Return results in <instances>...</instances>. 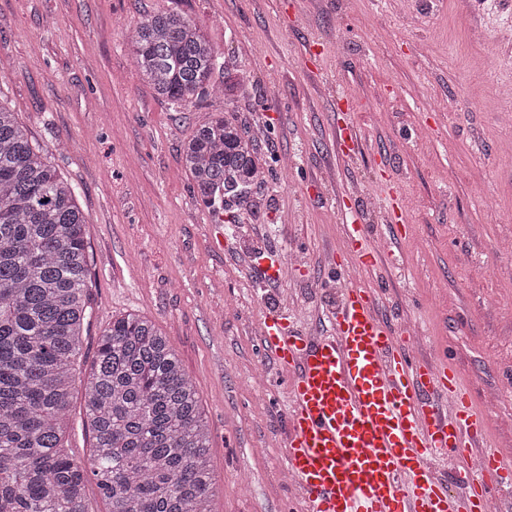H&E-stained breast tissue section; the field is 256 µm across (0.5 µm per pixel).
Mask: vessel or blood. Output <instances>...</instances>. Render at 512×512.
I'll use <instances>...</instances> for the list:
<instances>
[{"mask_svg":"<svg viewBox=\"0 0 512 512\" xmlns=\"http://www.w3.org/2000/svg\"><path fill=\"white\" fill-rule=\"evenodd\" d=\"M353 264L379 260L364 225L341 227ZM379 291L350 278L308 336L287 311L258 322L264 351L285 379L288 512H487L512 482V456L486 442L484 413L448 361L416 358L406 331L378 311ZM470 461L448 483L432 461Z\"/></svg>","mask_w":512,"mask_h":512,"instance_id":"obj_1","label":"vessel or blood"}]
</instances>
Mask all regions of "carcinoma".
<instances>
[{
    "mask_svg": "<svg viewBox=\"0 0 512 512\" xmlns=\"http://www.w3.org/2000/svg\"><path fill=\"white\" fill-rule=\"evenodd\" d=\"M142 81L173 111L230 97L211 81L222 53L161 3L129 26ZM208 206L248 203L272 172L235 113H208L181 150ZM87 220L75 189L0 104V512H88L89 478L108 512H211L215 478L201 396L146 317L112 318L86 381L89 457L69 450L68 417L88 316Z\"/></svg>",
    "mask_w": 512,
    "mask_h": 512,
    "instance_id": "1",
    "label": "carcinoma"
}]
</instances>
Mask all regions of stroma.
<instances>
[{
  "instance_id": "stroma-1",
  "label": "stroma",
  "mask_w": 512,
  "mask_h": 512,
  "mask_svg": "<svg viewBox=\"0 0 512 512\" xmlns=\"http://www.w3.org/2000/svg\"><path fill=\"white\" fill-rule=\"evenodd\" d=\"M156 0H0V100L47 149L85 214L91 365L113 317L155 323L195 383L216 476L213 512H280L284 384L259 349L264 311L330 328L342 215L384 260L368 275L416 355H448L512 452V0H167L224 53L243 91L176 112L139 77L126 30ZM356 155L336 154L337 103ZM232 111L287 160L243 208L197 201L180 148L203 112ZM401 192L411 230L377 203ZM279 254L268 278L253 252Z\"/></svg>"
}]
</instances>
